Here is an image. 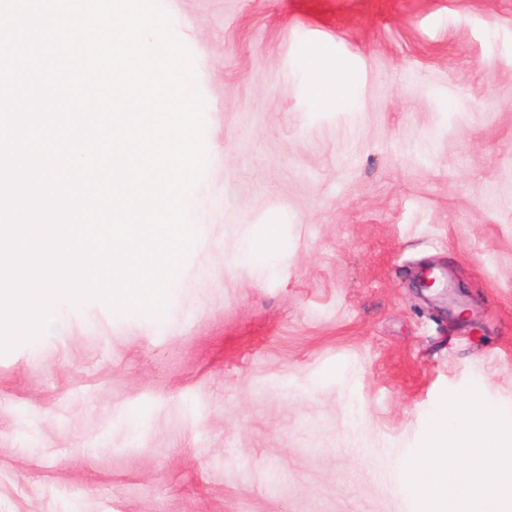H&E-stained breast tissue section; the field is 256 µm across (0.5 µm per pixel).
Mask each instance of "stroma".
<instances>
[{"label":"stroma","mask_w":512,"mask_h":512,"mask_svg":"<svg viewBox=\"0 0 512 512\" xmlns=\"http://www.w3.org/2000/svg\"><path fill=\"white\" fill-rule=\"evenodd\" d=\"M160 2L204 243L162 317L63 302L0 354V512H417L442 395L512 415V0ZM311 55L317 61L315 67L316 76L311 85L312 93L316 97H322L328 84L336 88V94L340 93L347 81V75L342 66L337 61L336 66L328 63L330 52L324 46L313 47Z\"/></svg>","instance_id":"stroma-1"}]
</instances>
